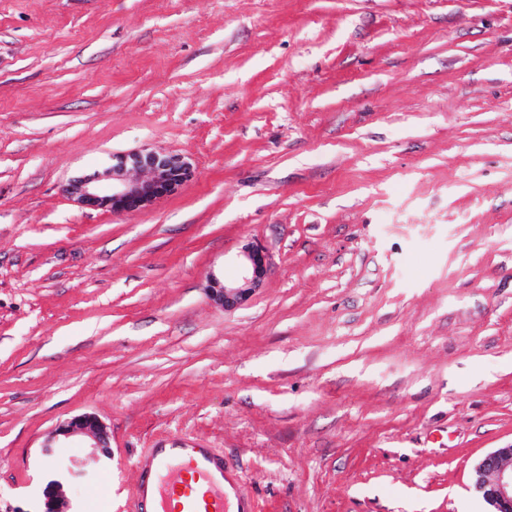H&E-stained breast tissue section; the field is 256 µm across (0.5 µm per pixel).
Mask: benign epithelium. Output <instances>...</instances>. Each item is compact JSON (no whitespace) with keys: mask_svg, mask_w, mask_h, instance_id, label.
I'll list each match as a JSON object with an SVG mask.
<instances>
[{"mask_svg":"<svg viewBox=\"0 0 512 512\" xmlns=\"http://www.w3.org/2000/svg\"><path fill=\"white\" fill-rule=\"evenodd\" d=\"M131 169L145 170L150 178L131 180L128 178ZM189 175L190 163L183 156L142 149L112 156L110 167L69 184L66 192L86 207L131 213L173 193ZM266 275V255L259 246L249 245L243 250L240 279L226 285L212 277L209 290L224 307L233 308L260 287ZM75 433L92 439L94 454L104 459L111 458V434L107 426L91 414L59 425L47 440L45 452L52 453L55 442ZM59 484V480L52 479L45 487L43 512H61L56 495ZM472 484L489 506L488 512H512V444L484 456L474 467Z\"/></svg>","mask_w":512,"mask_h":512,"instance_id":"obj_1","label":"benign epithelium"}]
</instances>
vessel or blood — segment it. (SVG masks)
I'll return each instance as SVG.
<instances>
[{
	"mask_svg": "<svg viewBox=\"0 0 512 512\" xmlns=\"http://www.w3.org/2000/svg\"><path fill=\"white\" fill-rule=\"evenodd\" d=\"M137 512H258L237 470L209 448H153L138 461Z\"/></svg>",
	"mask_w": 512,
	"mask_h": 512,
	"instance_id": "b4317fda",
	"label": "vessel or blood"
}]
</instances>
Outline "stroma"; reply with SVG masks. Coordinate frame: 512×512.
<instances>
[{
    "mask_svg": "<svg viewBox=\"0 0 512 512\" xmlns=\"http://www.w3.org/2000/svg\"><path fill=\"white\" fill-rule=\"evenodd\" d=\"M140 148L191 178L65 193ZM87 413L111 460L44 454ZM511 443L512 0H0V512L58 460L63 512H130L187 444L260 512H487ZM131 169L145 170L150 178L131 180L128 178ZM189 175L190 163L183 156L142 149L113 155L110 167L70 183L66 192L86 207L131 213L173 193ZM103 180L110 182L106 194L100 189ZM240 279L230 285L216 277L209 279L212 296L224 307L233 308L243 301L253 290L259 288L267 275L266 255L258 245H248L243 250ZM75 433L84 434L92 439L91 448L93 453L104 459L111 458V434L107 426L96 416L91 414L82 415L59 425L47 440L45 452L52 453L53 444L61 437L67 438ZM472 484L487 512H512V444L484 456L474 467Z\"/></svg>",
    "mask_w": 512,
    "mask_h": 512,
    "instance_id": "1",
    "label": "stroma"
}]
</instances>
